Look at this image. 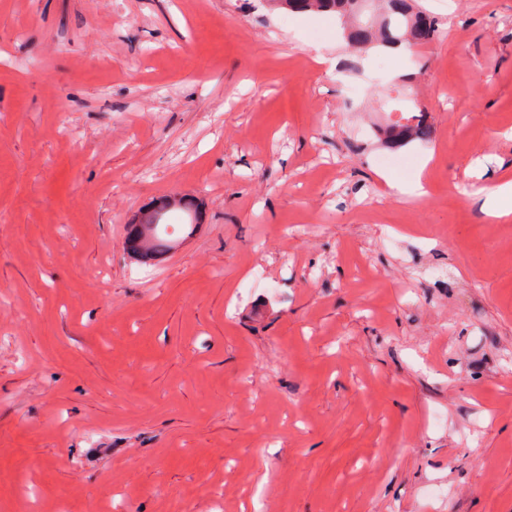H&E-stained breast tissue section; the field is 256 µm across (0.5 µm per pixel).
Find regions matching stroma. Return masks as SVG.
Returning a JSON list of instances; mask_svg holds the SVG:
<instances>
[{"label":"stroma","instance_id":"obj_1","mask_svg":"<svg viewBox=\"0 0 512 512\" xmlns=\"http://www.w3.org/2000/svg\"><path fill=\"white\" fill-rule=\"evenodd\" d=\"M409 3L0 0V512H512V0ZM279 6L289 10L303 12L308 10L331 11L344 16L362 14L357 2H365L371 11H381L378 31L370 21H358L348 39L362 49L411 47L426 44L434 40L438 33L436 21L424 12L411 13L404 0H277ZM413 125L397 124L390 126L388 137L396 143H404L413 139L425 140L430 136V127L423 119H416ZM488 214L496 219H510L512 215V181L502 182L488 200ZM171 197L161 200L154 208L142 212V220L130 224L128 236L125 244L133 243L138 251L141 249L143 254L132 253L143 259H153L162 256L175 249L177 241H169L166 238H159L157 234L158 226L163 217L172 210H183L191 214L190 204L184 198L170 201Z\"/></svg>","mask_w":512,"mask_h":512}]
</instances>
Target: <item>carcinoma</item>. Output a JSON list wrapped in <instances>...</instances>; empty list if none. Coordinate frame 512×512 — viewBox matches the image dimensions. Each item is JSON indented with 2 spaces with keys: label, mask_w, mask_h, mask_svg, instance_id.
<instances>
[{
  "label": "carcinoma",
  "mask_w": 512,
  "mask_h": 512,
  "mask_svg": "<svg viewBox=\"0 0 512 512\" xmlns=\"http://www.w3.org/2000/svg\"><path fill=\"white\" fill-rule=\"evenodd\" d=\"M371 6V11H380V24L373 29V23L360 22L354 26L348 39L361 48H398L402 45L411 47L426 44L434 40L438 33L436 21L424 12L412 13L406 7L405 0H277L278 5L296 12L308 10L331 11L342 16H360L358 2ZM430 136V127L419 119L413 125L397 124L390 126L388 137L396 143L413 139L425 140ZM191 213L190 204L184 199L161 200L154 208L142 212L141 222L130 225L126 242L132 243L141 251V258L153 259L175 249L177 242L161 238L157 234L163 217L172 210Z\"/></svg>",
  "instance_id": "carcinoma-1"
}]
</instances>
